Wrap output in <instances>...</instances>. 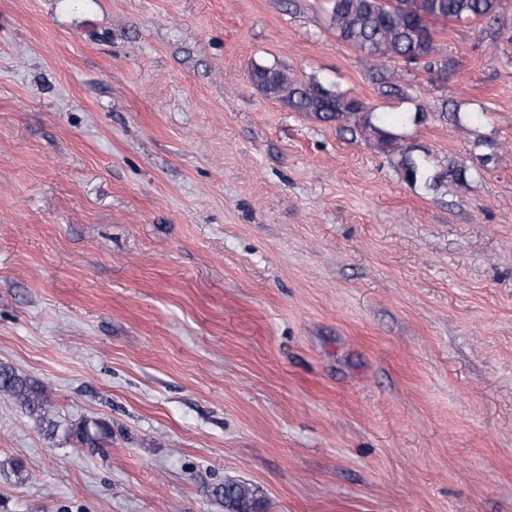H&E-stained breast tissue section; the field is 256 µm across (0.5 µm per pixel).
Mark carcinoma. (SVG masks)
Listing matches in <instances>:
<instances>
[{"instance_id":"1","label":"carcinoma","mask_w":512,"mask_h":512,"mask_svg":"<svg viewBox=\"0 0 512 512\" xmlns=\"http://www.w3.org/2000/svg\"><path fill=\"white\" fill-rule=\"evenodd\" d=\"M329 27L343 42L356 47L379 67L389 61L406 57L427 56L429 72L443 73L448 59L443 46L430 31L432 20L472 22L493 18L502 7L501 0H326ZM252 82L260 85L266 95L287 103L297 112H304L324 122H334L342 131L358 136L367 144L386 147L397 144L399 135L385 121L375 116L367 104L347 93L311 79L302 83L286 70L256 65L250 72ZM485 112L448 115L462 129L477 126ZM398 167L403 179L415 184L426 176L424 167L410 154L400 151ZM0 394L12 398L24 410L34 414L42 409L44 390L7 365L0 366ZM210 494L224 506V512H255L261 498L251 484L227 479L211 487Z\"/></svg>"}]
</instances>
